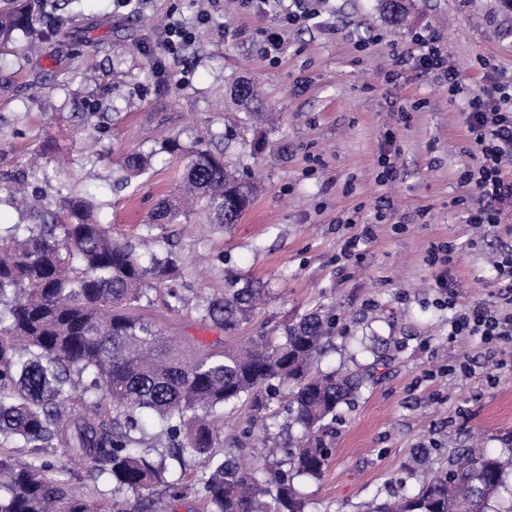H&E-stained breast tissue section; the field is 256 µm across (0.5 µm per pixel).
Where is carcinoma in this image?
Here are the masks:
<instances>
[{
    "label": "carcinoma",
    "mask_w": 512,
    "mask_h": 512,
    "mask_svg": "<svg viewBox=\"0 0 512 512\" xmlns=\"http://www.w3.org/2000/svg\"><path fill=\"white\" fill-rule=\"evenodd\" d=\"M381 8L395 25L407 13L396 0H381ZM42 24L27 0H0V48L15 32ZM231 94L248 119L263 117L250 82H235ZM162 149L187 157L181 197L160 202L143 225L144 241H154L153 229L175 223L184 207H201L211 226L238 222L254 187L224 165L223 152L204 139L190 148L169 140ZM155 156L129 155L122 168L138 176ZM39 173L32 167L12 181L10 199L26 220L0 236V435L35 451L67 448L117 489L140 494L163 482L178 498L185 490L180 479L166 480L165 467L141 451L146 440L165 438L197 460L196 493L214 512H305L295 480L323 474L332 451L327 420L366 380L362 373L314 369L335 315L316 308L285 322L277 341L261 334L194 352L130 309L163 288L169 311H191L229 337L252 321L260 283L234 275L223 295L192 300L179 285L181 260L112 238L93 197L62 183L53 203L29 199L27 187ZM284 387L294 433L270 449L277 461L266 478L241 466L237 453L217 457L213 420L244 402L258 416ZM506 441L509 448L499 454L464 449L453 468L430 473L414 495L374 499L368 512H493L490 502L502 490L512 495V434ZM49 471L44 461L0 457V512H93Z\"/></svg>",
    "instance_id": "1"
}]
</instances>
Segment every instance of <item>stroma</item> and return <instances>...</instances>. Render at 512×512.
I'll list each match as a JSON object with an SVG mask.
<instances>
[{"label": "stroma", "instance_id": "35a3bbf8", "mask_svg": "<svg viewBox=\"0 0 512 512\" xmlns=\"http://www.w3.org/2000/svg\"><path fill=\"white\" fill-rule=\"evenodd\" d=\"M405 25L383 18L379 0H305L308 21L287 24L286 0H36L50 29L39 54L17 36L0 50V174L25 170L54 144L69 162L48 168L32 190L56 198L60 182L102 205L113 237L137 241L160 198L179 185L185 161L167 158L120 184L124 156L213 138L224 162L258 184L237 224L205 228L199 213L156 229V246L182 258L192 290L224 292L230 274L266 289L254 319L235 342L317 306H335L341 334L321 369L375 366L360 344L387 342V362L333 422L334 452L322 477L299 482L307 512H362L373 497L412 494L419 453L447 465L458 449L503 447L512 432V340L487 348L476 338L449 341L454 309L441 304L431 244L454 246L448 288L460 309L486 306L512 315L499 298V264L512 254V204L497 226L467 221L472 196L460 173L476 163L467 138V91L489 77L512 78V9L502 0H412ZM195 34L178 54L158 48L164 27ZM281 33L278 58L264 34ZM437 39L462 75L465 91L424 75L418 38ZM407 63L398 67L395 55ZM254 81L275 123L258 128L231 96ZM395 134L386 143V131ZM264 139L266 148L250 146ZM392 178L382 179L381 155ZM358 238L345 251L348 238ZM142 317L200 350L222 349V330L193 313H169L152 295ZM0 456L54 463L53 478L91 505L134 512L133 492H114L89 463L66 449L40 451L0 438Z\"/></svg>", "mask_w": 512, "mask_h": 512}]
</instances>
